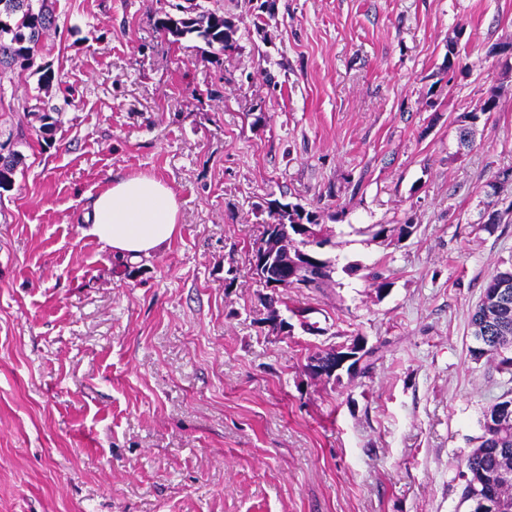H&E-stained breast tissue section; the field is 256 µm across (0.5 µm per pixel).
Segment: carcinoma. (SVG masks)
Returning a JSON list of instances; mask_svg holds the SVG:
<instances>
[{"mask_svg":"<svg viewBox=\"0 0 512 512\" xmlns=\"http://www.w3.org/2000/svg\"><path fill=\"white\" fill-rule=\"evenodd\" d=\"M58 0H0V82L11 79L34 67L35 61L47 50L51 35L58 30ZM171 11L159 19V30L175 40L195 37L206 46L226 55L238 48V29L219 8H206L197 0H177L170 4ZM36 68V67H34ZM38 74L37 94L19 105L21 111L35 116L39 122L38 132L45 138L55 134L58 119L57 108L49 106L41 92L49 90L59 82L60 74L49 65L36 68ZM500 91L491 90L475 107L462 116L459 143L469 144L470 130L480 121L488 119L499 106ZM0 189L9 190L12 176L23 164L20 152L13 149L11 140L0 142ZM512 184V169H503L493 175L485 191L486 201L482 216L483 229L492 232L501 224L512 223V200L506 207L503 193L507 184ZM264 212L267 220L263 224L261 243L284 242L271 256V275L282 288L300 287L317 291L332 281L333 268L323 253L311 248V244L327 246L331 239L324 232L321 211L308 209L299 203L278 199L266 201ZM294 257L304 275L291 277L293 271L283 273L280 262ZM279 296H270L265 322L279 320L270 327L271 332L281 333L290 325L277 308ZM470 325L472 336L485 343V348L474 357L488 355L495 360L497 371L512 376V267L499 270L485 282L480 301L476 305ZM375 349L365 350L350 362L348 368L355 374H365L374 365ZM466 477L461 492V501L469 503L477 489L488 488L496 494L503 505V512H512V477L504 479L502 473L512 474V418L492 431H484L478 444L465 460Z\"/></svg>","mask_w":512,"mask_h":512,"instance_id":"cac0c4a2","label":"carcinoma"}]
</instances>
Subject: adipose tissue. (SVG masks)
<instances>
[{
	"mask_svg": "<svg viewBox=\"0 0 512 512\" xmlns=\"http://www.w3.org/2000/svg\"><path fill=\"white\" fill-rule=\"evenodd\" d=\"M173 191L148 175L112 181L92 201L85 228L103 249L136 262L169 244L180 231Z\"/></svg>",
	"mask_w": 512,
	"mask_h": 512,
	"instance_id": "ef3b65f1",
	"label": "adipose tissue"
}]
</instances>
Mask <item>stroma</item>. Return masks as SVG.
Masks as SVG:
<instances>
[{
  "label": "stroma",
  "instance_id": "stroma-1",
  "mask_svg": "<svg viewBox=\"0 0 512 512\" xmlns=\"http://www.w3.org/2000/svg\"><path fill=\"white\" fill-rule=\"evenodd\" d=\"M203 2L235 22L233 55L160 31L169 0H59L40 61L60 124L17 143L0 193V512H466L463 460L512 389L469 325L512 265V224L479 223L512 168V0ZM36 85L0 84V142ZM493 87L498 111L459 148ZM136 174L171 188L181 227L130 265L82 229ZM330 191L335 285L283 295L328 333L273 334L248 261L260 207ZM408 219L401 241L368 230ZM341 330L373 369L311 377ZM500 97L499 90H491L470 112H466L461 117V122L465 123L459 129V143L461 146H468L470 130L473 126H476L481 120H487L491 112H496Z\"/></svg>",
  "mask_w": 512,
  "mask_h": 512
}]
</instances>
